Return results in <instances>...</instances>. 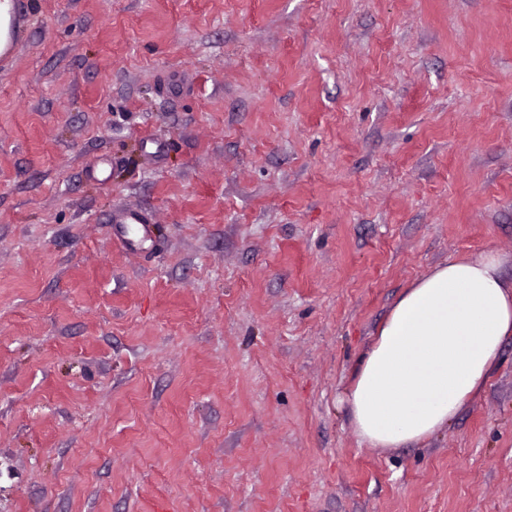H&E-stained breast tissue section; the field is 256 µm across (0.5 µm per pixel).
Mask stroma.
I'll return each mask as SVG.
<instances>
[{"mask_svg": "<svg viewBox=\"0 0 512 512\" xmlns=\"http://www.w3.org/2000/svg\"><path fill=\"white\" fill-rule=\"evenodd\" d=\"M34 15L0 69V512H512V337L425 441L338 403L415 280L494 250L512 282V0ZM112 221L116 224H140L145 238L149 235V224L154 223V218L137 208L119 206L112 215Z\"/></svg>", "mask_w": 512, "mask_h": 512, "instance_id": "35a3bbf8", "label": "stroma"}]
</instances>
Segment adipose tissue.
<instances>
[{"label": "adipose tissue", "instance_id": "adipose-tissue-1", "mask_svg": "<svg viewBox=\"0 0 512 512\" xmlns=\"http://www.w3.org/2000/svg\"><path fill=\"white\" fill-rule=\"evenodd\" d=\"M493 250L417 279L355 363L345 402L359 441L399 448L448 426L512 336V283Z\"/></svg>", "mask_w": 512, "mask_h": 512}]
</instances>
